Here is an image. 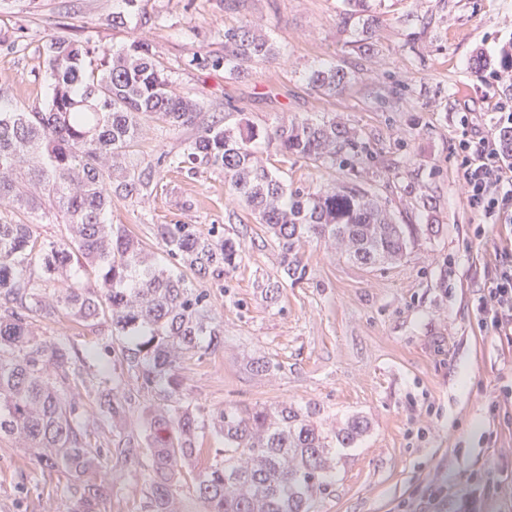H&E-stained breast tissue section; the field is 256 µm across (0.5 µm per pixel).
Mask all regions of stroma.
Segmentation results:
<instances>
[{
  "label": "stroma",
  "instance_id": "1",
  "mask_svg": "<svg viewBox=\"0 0 512 512\" xmlns=\"http://www.w3.org/2000/svg\"><path fill=\"white\" fill-rule=\"evenodd\" d=\"M370 2L381 22L366 55L336 27L342 0H245L238 11L224 0H148L155 22L148 36L177 88L204 102L200 124L236 109L262 128L285 116L334 117L361 132L370 156L350 169L285 163L263 145L258 154L294 187L360 180L398 223L421 229L400 262L369 269L310 239L299 249L303 278L283 279L279 248L229 200L223 173L212 169L161 167L150 196L113 197L105 218L126 225L159 259L158 224L215 229L241 244L238 268L223 287L208 288L224 346L184 364L190 400L212 409L311 405L327 425L367 421L354 447L337 449L331 483L309 512H454L476 473L490 479L484 512H512V340L481 329L476 310L499 233L479 231L450 152L459 113H474L488 129L495 104L512 102L505 83L471 69L478 52L500 67L512 43V0ZM123 7V0H0V38L22 43L0 48V101L30 108L46 100L49 34L88 45L96 60L122 48L128 33L108 16ZM244 22L273 39L277 58L239 80L186 66L197 50L223 54L225 28ZM324 59L353 74L341 94H320L306 81ZM197 132L154 124L131 158L144 166L179 157ZM274 281L280 289L272 296ZM252 357L274 371L252 372ZM148 465L134 457L109 473L115 492L98 512H145ZM438 487L441 498L430 499ZM68 496L66 477L43 473L15 441H0V512H55Z\"/></svg>",
  "mask_w": 512,
  "mask_h": 512
}]
</instances>
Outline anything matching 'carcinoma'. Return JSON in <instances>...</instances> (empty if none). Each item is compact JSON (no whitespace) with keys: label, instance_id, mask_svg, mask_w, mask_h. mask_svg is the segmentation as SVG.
Segmentation results:
<instances>
[{"label":"carcinoma","instance_id":"cac0c4a2","mask_svg":"<svg viewBox=\"0 0 512 512\" xmlns=\"http://www.w3.org/2000/svg\"><path fill=\"white\" fill-rule=\"evenodd\" d=\"M114 12V28H131L126 45L98 65L87 46L59 33L44 45L50 94L38 108L0 106V438L13 439L47 471L69 478L62 512H96L112 495V462L144 454L150 472L145 512H176L182 482H191L203 512H308L326 489L336 447L351 448L368 424L354 417L326 432L316 410L229 405L218 411L189 401L183 363L224 346V325L209 293L187 285L173 265L220 288L241 261L239 243L194 224H158L156 238L171 260L150 259L124 225L105 223L112 196L143 200L159 170L138 168L127 156L150 122L188 127L200 103L177 90L144 31L151 22ZM337 26L347 44L373 50L379 19L368 0H343ZM279 54L269 38L244 23L224 29V55L192 53L188 65L224 68L229 79ZM323 95L341 92L350 73L323 61L308 70ZM264 138L283 161L346 167L368 155L355 132L333 120L282 121L260 128L246 117L202 127L175 168L224 173L229 196L266 225L281 250L285 276L302 277L293 251L302 238L323 241L336 254L375 268L400 261L414 241L412 224H397L378 199L350 179L314 192L291 188L258 159L252 143ZM29 210L63 218L68 235L42 237L25 219ZM60 316L96 331L107 324L103 351L67 338L48 340L36 323ZM154 400L143 417L144 447L102 445L104 428L118 430L127 413L124 387ZM224 442L222 458L203 468L204 440Z\"/></svg>","mask_w":512,"mask_h":512}]
</instances>
